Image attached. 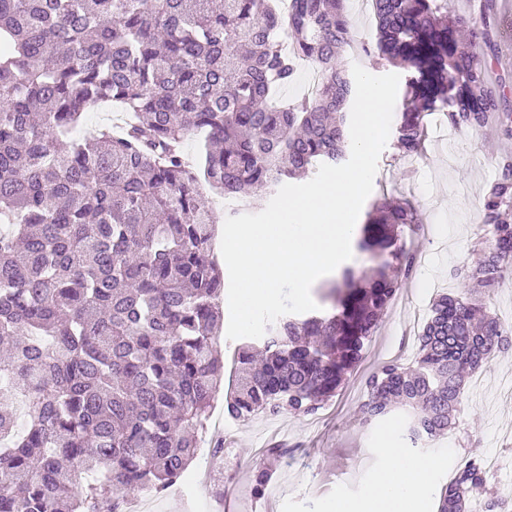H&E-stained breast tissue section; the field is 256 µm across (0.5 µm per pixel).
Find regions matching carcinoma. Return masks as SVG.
<instances>
[{
  "label": "carcinoma",
  "mask_w": 512,
  "mask_h": 512,
  "mask_svg": "<svg viewBox=\"0 0 512 512\" xmlns=\"http://www.w3.org/2000/svg\"><path fill=\"white\" fill-rule=\"evenodd\" d=\"M376 49L409 72L397 144L418 151L423 118L512 137L505 95L449 16L448 0H373ZM354 41L344 0H0V512H123L128 495L166 493L196 455L220 385L214 350L224 274L212 252L210 196L258 209L266 191L345 161L353 76L337 61ZM321 89L276 102L299 63ZM106 101L131 115L118 133L81 134ZM198 138L194 158L185 139ZM483 197L486 234L422 329L419 356L366 380L367 421L409 411L407 438L455 429L474 372L512 348V330L479 299L512 274V155ZM400 200L372 205L357 248L321 293L326 310L286 314L239 348L225 412L246 421L314 414L362 357L416 255ZM89 477L82 484L79 475ZM508 512L471 451L437 512Z\"/></svg>",
  "instance_id": "obj_1"
}]
</instances>
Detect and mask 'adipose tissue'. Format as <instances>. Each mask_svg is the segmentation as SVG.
Wrapping results in <instances>:
<instances>
[{
  "instance_id": "ef3b65f1",
  "label": "adipose tissue",
  "mask_w": 512,
  "mask_h": 512,
  "mask_svg": "<svg viewBox=\"0 0 512 512\" xmlns=\"http://www.w3.org/2000/svg\"><path fill=\"white\" fill-rule=\"evenodd\" d=\"M381 444L383 462L365 496L332 502L329 512H420L429 476L442 465V458L405 455L389 434Z\"/></svg>"
}]
</instances>
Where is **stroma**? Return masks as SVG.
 I'll use <instances>...</instances> for the list:
<instances>
[{
	"label": "stroma",
	"instance_id": "obj_1",
	"mask_svg": "<svg viewBox=\"0 0 512 512\" xmlns=\"http://www.w3.org/2000/svg\"><path fill=\"white\" fill-rule=\"evenodd\" d=\"M496 3L491 46L474 42L470 50L490 59L489 74L493 82H505L507 110L512 113V0ZM506 153L512 154V139L487 131H458L442 140L433 128H426L414 157L403 155L395 140H388L370 198L402 197L417 208L419 224L405 232L404 239L418 262L400 289L411 299L412 311L387 309L362 360L314 416L283 412L238 421L226 417L225 396L223 391L217 394L188 468L194 484L176 485L154 496L152 512H211L223 500L230 502L232 512H325L335 499L364 494L381 464L380 437L391 429L404 452L445 458L443 468L429 480L422 512H436L440 488L473 448L480 455L498 457L501 472L491 484L512 493V350L495 357L466 383L456 442L443 437L415 447L405 436L402 414L368 424L361 414L368 376L389 362L414 361L433 298L462 289L456 272L470 244L484 234L483 196ZM265 466L271 478L258 496L253 478Z\"/></svg>",
	"mask_w": 512,
	"mask_h": 512
}]
</instances>
